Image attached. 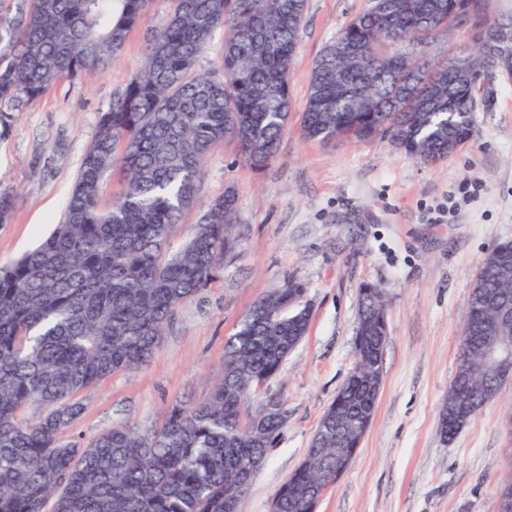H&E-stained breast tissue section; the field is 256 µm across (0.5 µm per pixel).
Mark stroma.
I'll return each instance as SVG.
<instances>
[{
  "instance_id": "35a3bbf8",
  "label": "stroma",
  "mask_w": 512,
  "mask_h": 512,
  "mask_svg": "<svg viewBox=\"0 0 512 512\" xmlns=\"http://www.w3.org/2000/svg\"><path fill=\"white\" fill-rule=\"evenodd\" d=\"M372 0H309L290 75L292 118L267 167L217 145L185 225L234 190L239 255L174 310L144 368L118 373L83 395L77 431L91 437L122 423L160 424L174 402L206 397L221 376L224 342L261 297L288 279L306 287L308 332L271 391L285 396L287 422L238 512H269L300 464L322 414L356 365L359 288L388 300L384 375L373 422L348 469L317 512H497L512 477V384L449 440L439 412L454 376L462 315L480 260L512 240V81L477 93L474 135L426 166L389 140L305 139L300 130L312 66ZM171 0H151L123 51L100 76L61 80L0 125V192L12 195L0 224V264L31 249L56 224L98 121L140 67Z\"/></svg>"
}]
</instances>
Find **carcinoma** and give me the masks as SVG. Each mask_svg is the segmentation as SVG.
I'll use <instances>...</instances> for the list:
<instances>
[{"label": "carcinoma", "mask_w": 512, "mask_h": 512, "mask_svg": "<svg viewBox=\"0 0 512 512\" xmlns=\"http://www.w3.org/2000/svg\"><path fill=\"white\" fill-rule=\"evenodd\" d=\"M373 0L315 61L301 133L314 141L344 134L389 137L414 160L434 164L474 133L473 104L484 80L512 72L511 58L488 57L476 41L435 61L427 47L460 17L494 32L512 23L487 18L489 0ZM308 0H173L142 66L98 122L51 233L0 266V512H237L228 497L236 477L261 468L286 422L285 400L255 394L277 375L307 334L305 288L256 300L224 344L222 376L201 402L174 403L158 427L114 426L87 438L73 429L79 395L120 372L146 366L174 309L223 268L224 243L238 241L236 194L215 198L182 248L170 245L196 206L204 162L232 139L245 164L263 168L279 150L292 110L289 74ZM147 10V0H22L18 16L0 17L9 51L0 54V123L40 100L61 78L105 73ZM217 66L196 69L217 31ZM413 50L387 52L392 37ZM471 57V76L453 62ZM409 71L419 94L399 97ZM118 171L123 190L102 203ZM463 318L455 375L439 414L474 418L498 396L483 369L494 340L490 305L512 307V240L478 266ZM387 301L376 285L359 289L356 373L321 420L338 433L307 448L274 495L279 512H313V492L347 469L373 417L383 381L380 337Z\"/></svg>", "instance_id": "obj_1"}]
</instances>
